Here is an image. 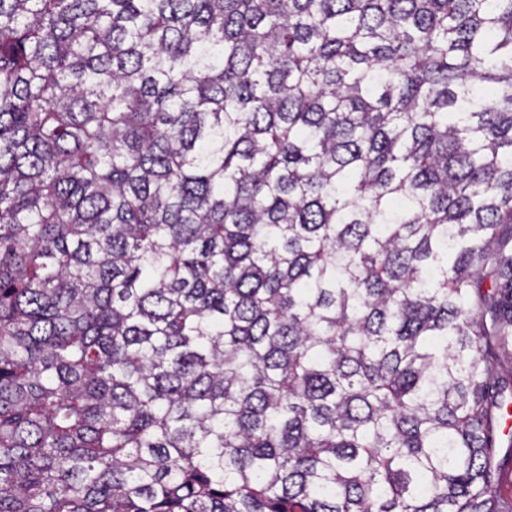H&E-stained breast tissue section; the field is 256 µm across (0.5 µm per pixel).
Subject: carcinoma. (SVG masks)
Instances as JSON below:
<instances>
[{
  "mask_svg": "<svg viewBox=\"0 0 512 512\" xmlns=\"http://www.w3.org/2000/svg\"><path fill=\"white\" fill-rule=\"evenodd\" d=\"M512 0H0V512H512Z\"/></svg>",
  "mask_w": 512,
  "mask_h": 512,
  "instance_id": "cac0c4a2",
  "label": "carcinoma"
}]
</instances>
